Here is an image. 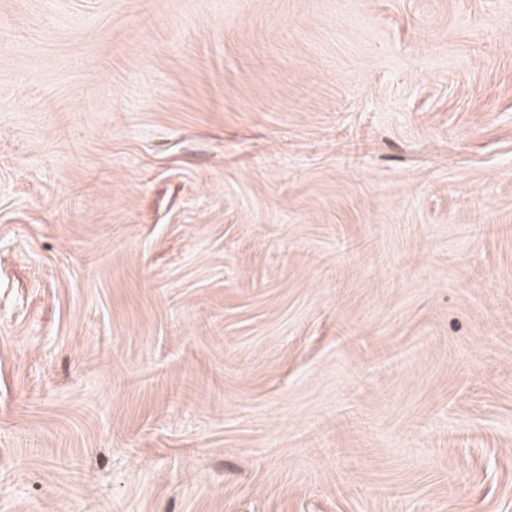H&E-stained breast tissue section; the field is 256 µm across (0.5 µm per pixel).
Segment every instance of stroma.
Returning <instances> with one entry per match:
<instances>
[{
	"label": "stroma",
	"instance_id": "obj_1",
	"mask_svg": "<svg viewBox=\"0 0 512 512\" xmlns=\"http://www.w3.org/2000/svg\"><path fill=\"white\" fill-rule=\"evenodd\" d=\"M0 512H512V0H0Z\"/></svg>",
	"mask_w": 512,
	"mask_h": 512
}]
</instances>
